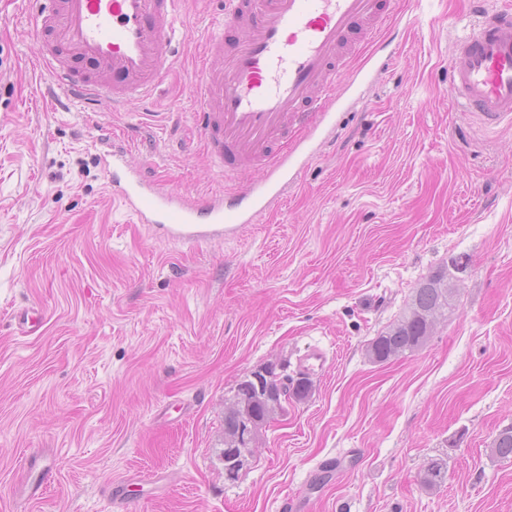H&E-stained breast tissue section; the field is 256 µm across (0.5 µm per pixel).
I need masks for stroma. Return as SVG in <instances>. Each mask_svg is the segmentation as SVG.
<instances>
[{
	"instance_id": "1",
	"label": "stroma",
	"mask_w": 512,
	"mask_h": 512,
	"mask_svg": "<svg viewBox=\"0 0 512 512\" xmlns=\"http://www.w3.org/2000/svg\"><path fill=\"white\" fill-rule=\"evenodd\" d=\"M222 7L181 0L188 34L151 103L105 118L40 97L34 28L0 0V512H113L130 478L131 512H512V458L490 452L512 425V125L451 105L471 0H395L391 64L277 210L174 242L113 200L100 158L130 133L129 166L177 195L238 186L187 101ZM452 256L469 259L453 311L418 350L369 360ZM29 307L46 319L25 336ZM315 349L307 397L227 480L233 387ZM433 458L447 474L432 491ZM446 473L447 466L442 459H430L423 471L422 483L429 489L441 487L445 481Z\"/></svg>"
}]
</instances>
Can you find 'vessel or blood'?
<instances>
[{"label": "vessel or blood", "instance_id": "vessel-or-blood-1", "mask_svg": "<svg viewBox=\"0 0 512 512\" xmlns=\"http://www.w3.org/2000/svg\"><path fill=\"white\" fill-rule=\"evenodd\" d=\"M178 0H41L35 16L48 45L39 61L45 92L111 113L149 100L174 55ZM471 31L448 59L458 111L494 128L512 123V6L477 7ZM395 17L383 0H224L203 64L222 58L217 76L193 89L196 120L214 168L239 177L230 197L190 202L127 168L125 151L102 162L115 200L137 223L155 224L178 242L220 240L276 209L303 167L335 135L336 112L355 107L358 90L383 68L382 39L358 41ZM242 31L225 48L226 31Z\"/></svg>", "mask_w": 512, "mask_h": 512}]
</instances>
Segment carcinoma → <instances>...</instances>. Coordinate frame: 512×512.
Masks as SVG:
<instances>
[{
    "label": "carcinoma",
    "mask_w": 512,
    "mask_h": 512,
    "mask_svg": "<svg viewBox=\"0 0 512 512\" xmlns=\"http://www.w3.org/2000/svg\"><path fill=\"white\" fill-rule=\"evenodd\" d=\"M469 266L463 256H452L448 266L426 276L414 288L407 311L403 317L386 331L372 339L367 346V356L374 362H385L393 357L411 353L423 346L432 333L433 316L453 307L454 272L460 267ZM282 386L287 398L303 400L309 392V378L302 375L297 379L284 377ZM231 408L224 415V447L235 448L239 423L244 419L255 422L261 428L283 412L282 403L249 389L242 382L232 390ZM490 449L500 458L512 457V426L497 433ZM447 473L446 463L435 458L427 462L422 475V483L429 489L442 486Z\"/></svg>",
    "instance_id": "cac0c4a2"
}]
</instances>
